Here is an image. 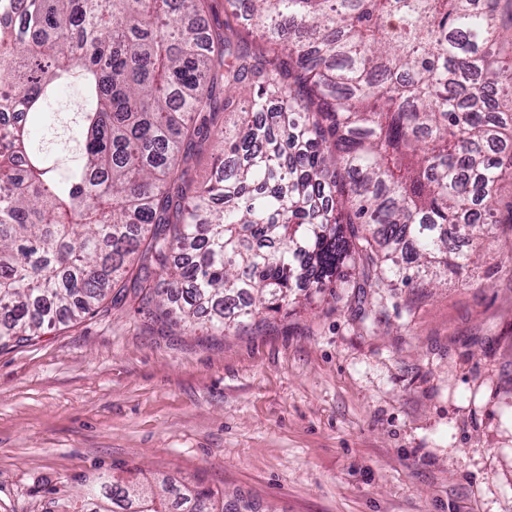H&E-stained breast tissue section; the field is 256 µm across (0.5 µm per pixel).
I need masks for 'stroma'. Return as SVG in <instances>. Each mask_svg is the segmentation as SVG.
Segmentation results:
<instances>
[{"label":"stroma","mask_w":512,"mask_h":512,"mask_svg":"<svg viewBox=\"0 0 512 512\" xmlns=\"http://www.w3.org/2000/svg\"><path fill=\"white\" fill-rule=\"evenodd\" d=\"M512 229L479 281L329 293L221 333L133 306L0 348V512L103 475L184 478L226 512H512Z\"/></svg>","instance_id":"stroma-1"}]
</instances>
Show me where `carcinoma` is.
Returning <instances> with one entry per match:
<instances>
[{
  "mask_svg": "<svg viewBox=\"0 0 512 512\" xmlns=\"http://www.w3.org/2000/svg\"><path fill=\"white\" fill-rule=\"evenodd\" d=\"M0 0V345L106 300L225 331L469 282L512 176V0ZM63 88L76 93L66 102ZM249 91L232 127L233 92ZM215 149L203 184L188 164ZM140 266H131L130 256ZM215 512L108 476L73 512Z\"/></svg>",
  "mask_w": 512,
  "mask_h": 512,
  "instance_id": "carcinoma-1",
  "label": "carcinoma"
}]
</instances>
